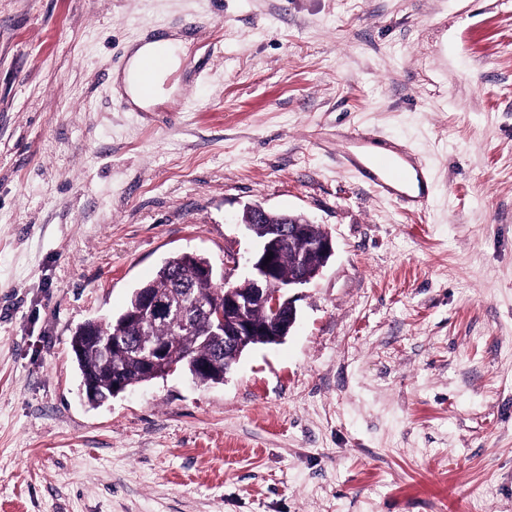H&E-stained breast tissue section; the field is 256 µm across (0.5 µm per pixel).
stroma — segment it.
I'll use <instances>...</instances> for the list:
<instances>
[{"label": "stroma", "instance_id": "35a3bbf8", "mask_svg": "<svg viewBox=\"0 0 512 512\" xmlns=\"http://www.w3.org/2000/svg\"><path fill=\"white\" fill-rule=\"evenodd\" d=\"M355 132L424 211L337 162ZM250 203L335 242L288 335L88 403L76 327L177 253L243 281ZM0 512H512V0H0ZM185 43L180 38L146 39L142 37L132 43L128 50V64L121 73H116L113 79V90L121 97H126L134 109L148 111L152 104L160 103L169 98L170 90L164 88L167 78L182 65L181 56L185 55ZM168 53L167 68L155 78V91L151 96H144L140 91V71L143 61L160 52Z\"/></svg>", "mask_w": 512, "mask_h": 512}]
</instances>
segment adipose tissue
Returning <instances> with one entry per match:
<instances>
[{"mask_svg": "<svg viewBox=\"0 0 512 512\" xmlns=\"http://www.w3.org/2000/svg\"><path fill=\"white\" fill-rule=\"evenodd\" d=\"M167 52L169 61L165 71L155 78V91L152 95H143L140 91V71L143 61L158 53ZM185 43L181 39L141 38L132 43L128 50V64L124 71L115 75L113 90L119 96L125 97L132 108L145 111L153 104L168 99L170 92L166 90L165 83L169 74L176 72L182 65V55Z\"/></svg>", "mask_w": 512, "mask_h": 512, "instance_id": "ef3b65f1", "label": "adipose tissue"}]
</instances>
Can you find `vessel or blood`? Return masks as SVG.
<instances>
[{"mask_svg":"<svg viewBox=\"0 0 512 512\" xmlns=\"http://www.w3.org/2000/svg\"><path fill=\"white\" fill-rule=\"evenodd\" d=\"M338 160L356 170L378 193L397 198L403 207L424 206V196H413L403 190L413 180L425 183L426 177L417 162L401 149L391 145L373 147L368 134L357 133L350 136L349 145Z\"/></svg>","mask_w":512,"mask_h":512,"instance_id":"obj_1","label":"vessel or blood"}]
</instances>
